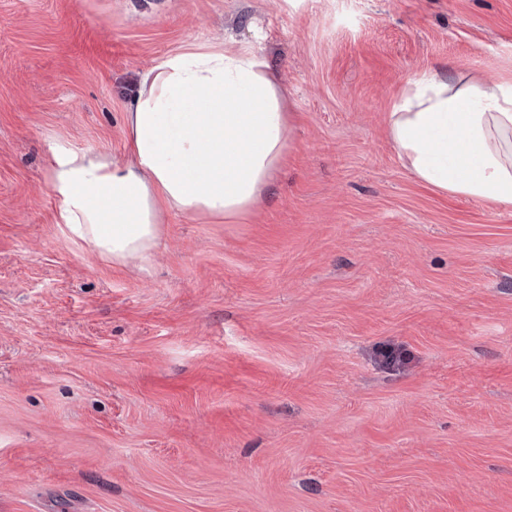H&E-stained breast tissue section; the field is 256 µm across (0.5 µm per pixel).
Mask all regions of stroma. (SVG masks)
<instances>
[{
	"label": "stroma",
	"mask_w": 512,
	"mask_h": 512,
	"mask_svg": "<svg viewBox=\"0 0 512 512\" xmlns=\"http://www.w3.org/2000/svg\"><path fill=\"white\" fill-rule=\"evenodd\" d=\"M220 43L293 114L264 201L168 212L146 273L67 241L54 143L123 160L142 74ZM431 69L512 79V0H0V512H512V206L386 133Z\"/></svg>",
	"instance_id": "obj_1"
}]
</instances>
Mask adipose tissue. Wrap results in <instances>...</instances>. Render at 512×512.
<instances>
[{"mask_svg":"<svg viewBox=\"0 0 512 512\" xmlns=\"http://www.w3.org/2000/svg\"><path fill=\"white\" fill-rule=\"evenodd\" d=\"M293 116L252 48L189 47L145 72L126 116L128 158L56 142L49 184L65 238L146 268L165 213L239 220L285 164ZM387 135L420 183L512 205V80L423 71L392 103Z\"/></svg>","mask_w":512,"mask_h":512,"instance_id":"ef3b65f1","label":"adipose tissue"}]
</instances>
